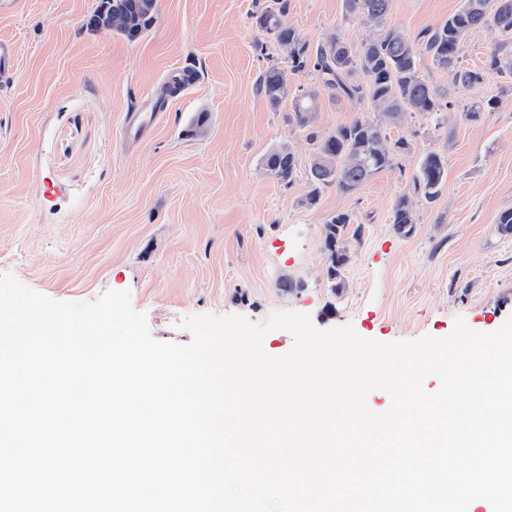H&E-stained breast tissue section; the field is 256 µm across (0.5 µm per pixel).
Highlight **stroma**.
Listing matches in <instances>:
<instances>
[{"label":"stroma","mask_w":512,"mask_h":512,"mask_svg":"<svg viewBox=\"0 0 512 512\" xmlns=\"http://www.w3.org/2000/svg\"><path fill=\"white\" fill-rule=\"evenodd\" d=\"M277 0H157L149 30L130 41L91 26L100 0H14L0 13V39L17 49L0 84V276L58 301L90 303L126 291L152 336L189 343L193 315L308 314L328 329L351 323L381 342L448 336L456 318L477 332L512 317V234L498 216L512 209V85L469 91L422 57L423 76L457 100L442 125L415 115L390 128L410 142L393 168L357 191L306 179L283 185L265 167L292 146L300 167L314 149L291 120V103L259 90L270 65L288 61L256 17ZM461 0H392L390 22L409 37L435 27ZM309 44L333 32L355 46L369 32L347 20L345 0H288L285 16ZM290 87L317 93L323 132L370 116L368 104L337 98L312 68L289 71ZM167 98L166 115L136 144L126 112L145 96ZM496 99L475 121L461 107ZM208 115L203 134L186 128ZM444 155L437 200L416 207L410 234L392 206L412 194L429 152ZM339 211L362 225L345 237L342 287L327 278L324 226Z\"/></svg>","instance_id":"1"}]
</instances>
